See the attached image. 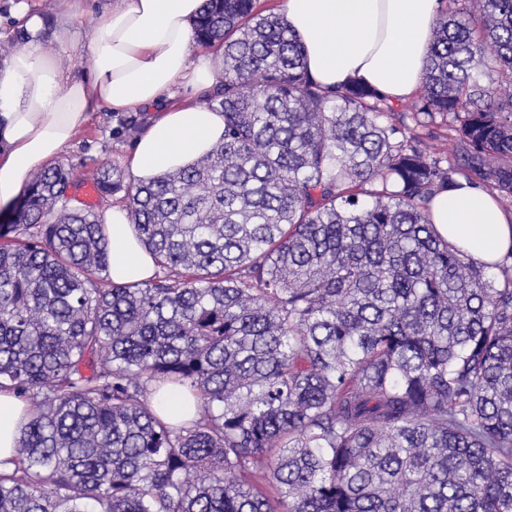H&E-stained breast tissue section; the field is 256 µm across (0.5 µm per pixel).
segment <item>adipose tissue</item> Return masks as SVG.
<instances>
[{
  "label": "adipose tissue",
  "instance_id": "adipose-tissue-1",
  "mask_svg": "<svg viewBox=\"0 0 512 512\" xmlns=\"http://www.w3.org/2000/svg\"><path fill=\"white\" fill-rule=\"evenodd\" d=\"M203 0H113L86 34L89 74L78 76L47 51L42 20L26 17L25 48L0 65V204L15 200L31 173L53 164L91 112L140 109L151 118L124 156L134 184L193 165L224 136V115L204 104H167L171 88L203 92L219 53L193 59L192 23ZM279 14L307 49L310 76L334 88L355 80L401 101L421 87L439 0H280ZM118 285L153 277L157 258L137 239L124 206L100 217ZM437 232L472 260L512 255V215L482 186L457 178L435 196ZM25 404L0 391V460L20 438Z\"/></svg>",
  "mask_w": 512,
  "mask_h": 512
}]
</instances>
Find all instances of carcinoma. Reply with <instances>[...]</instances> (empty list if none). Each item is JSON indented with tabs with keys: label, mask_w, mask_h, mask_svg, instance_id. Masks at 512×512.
Instances as JSON below:
<instances>
[{
	"label": "carcinoma",
	"mask_w": 512,
	"mask_h": 512,
	"mask_svg": "<svg viewBox=\"0 0 512 512\" xmlns=\"http://www.w3.org/2000/svg\"><path fill=\"white\" fill-rule=\"evenodd\" d=\"M259 0H205L224 138L101 196L160 270L116 285L74 168L0 224V391L29 405L0 512H512V264L488 276L430 205L454 176L512 202V0H448L417 97L328 90ZM452 152L418 127L436 118ZM198 402L166 422L152 394Z\"/></svg>",
	"instance_id": "cac0c4a2"
}]
</instances>
